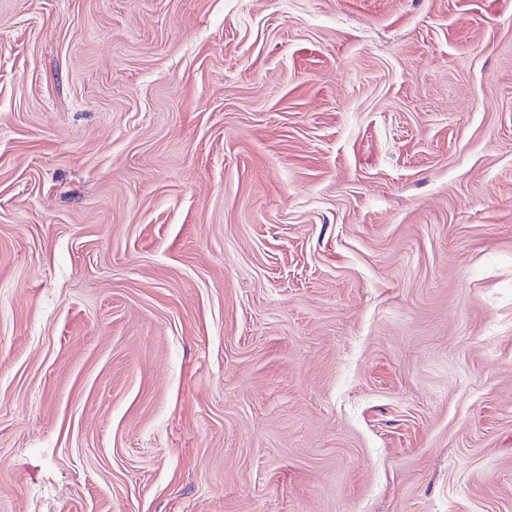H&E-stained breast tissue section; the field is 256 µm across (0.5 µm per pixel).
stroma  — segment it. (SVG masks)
<instances>
[{"instance_id":"obj_1","label":"stroma","mask_w":512,"mask_h":512,"mask_svg":"<svg viewBox=\"0 0 512 512\" xmlns=\"http://www.w3.org/2000/svg\"><path fill=\"white\" fill-rule=\"evenodd\" d=\"M0 512H512V0H0Z\"/></svg>"}]
</instances>
